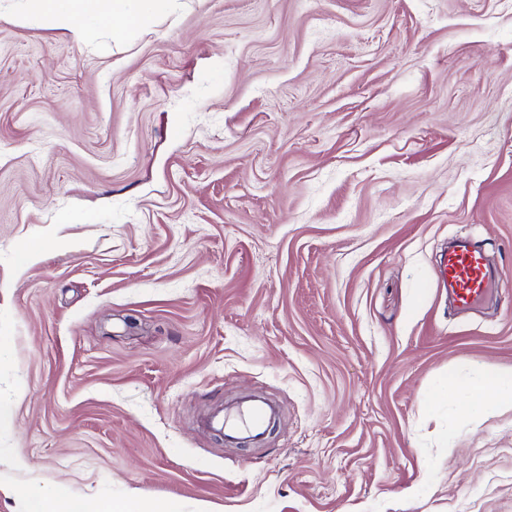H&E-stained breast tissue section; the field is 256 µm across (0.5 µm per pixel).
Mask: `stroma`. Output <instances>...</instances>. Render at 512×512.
Returning a JSON list of instances; mask_svg holds the SVG:
<instances>
[{
  "instance_id": "1",
  "label": "stroma",
  "mask_w": 512,
  "mask_h": 512,
  "mask_svg": "<svg viewBox=\"0 0 512 512\" xmlns=\"http://www.w3.org/2000/svg\"><path fill=\"white\" fill-rule=\"evenodd\" d=\"M453 240L502 275L456 311ZM512 0H177L78 40L0 0V512H512ZM262 393L266 445L200 418ZM25 468H18V461ZM439 398L459 402L462 424L477 422L501 410H512V369L481 366L464 380L450 379ZM21 512H181V507L175 501L158 505L140 497L111 501L83 497L57 486L28 492L22 499Z\"/></svg>"
}]
</instances>
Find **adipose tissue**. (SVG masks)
Segmentation results:
<instances>
[{
    "label": "adipose tissue",
    "instance_id": "obj_1",
    "mask_svg": "<svg viewBox=\"0 0 512 512\" xmlns=\"http://www.w3.org/2000/svg\"><path fill=\"white\" fill-rule=\"evenodd\" d=\"M138 0H24L25 14L41 26L65 29L75 38L86 34L87 20L111 26L113 33L126 35L138 26H147L155 18L167 15L174 0H140L142 10H135ZM440 400L458 401L461 423L476 422L502 410H512V369L504 371L485 365L465 379H452ZM21 512H181L177 502L157 504L134 497L127 500H103L69 493L55 487L36 488L22 499Z\"/></svg>",
    "mask_w": 512,
    "mask_h": 512
}]
</instances>
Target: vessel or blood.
Returning <instances> with one entry per match:
<instances>
[{
	"mask_svg": "<svg viewBox=\"0 0 512 512\" xmlns=\"http://www.w3.org/2000/svg\"><path fill=\"white\" fill-rule=\"evenodd\" d=\"M447 283L453 303L469 307L484 298L490 291V277L481 252L465 244L450 249L440 270ZM273 422V411L262 398L250 397L238 407L236 415H224L219 425L228 445L251 442L262 445Z\"/></svg>",
	"mask_w": 512,
	"mask_h": 512,
	"instance_id": "obj_1",
	"label": "vessel or blood"
}]
</instances>
